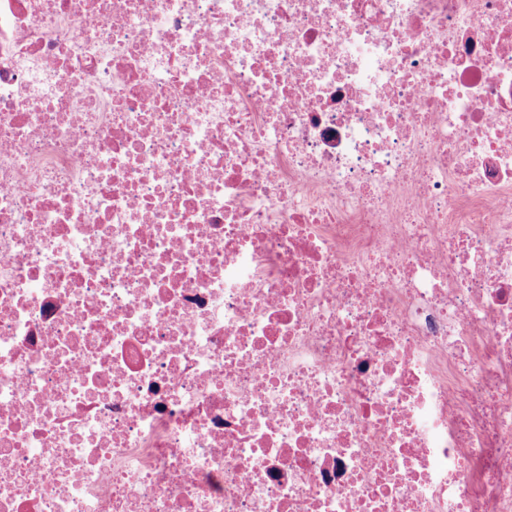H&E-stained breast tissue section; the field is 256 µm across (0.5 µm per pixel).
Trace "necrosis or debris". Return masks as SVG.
I'll return each instance as SVG.
<instances>
[{
    "label": "necrosis or debris",
    "mask_w": 512,
    "mask_h": 512,
    "mask_svg": "<svg viewBox=\"0 0 512 512\" xmlns=\"http://www.w3.org/2000/svg\"><path fill=\"white\" fill-rule=\"evenodd\" d=\"M0 512H512V0H0Z\"/></svg>",
    "instance_id": "4bbe7bcc"
}]
</instances>
